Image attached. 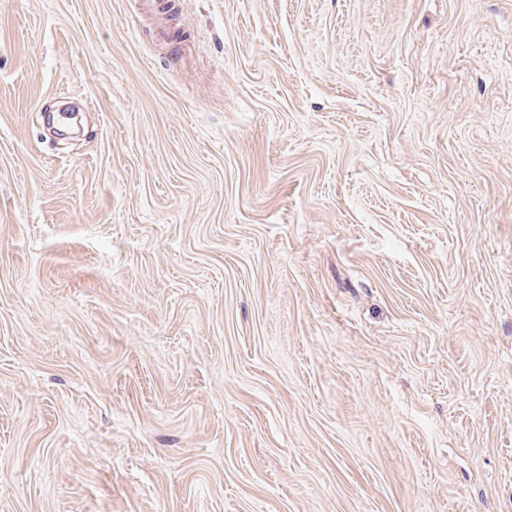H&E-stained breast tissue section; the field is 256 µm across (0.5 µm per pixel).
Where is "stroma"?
<instances>
[{
  "instance_id": "1",
  "label": "stroma",
  "mask_w": 512,
  "mask_h": 512,
  "mask_svg": "<svg viewBox=\"0 0 512 512\" xmlns=\"http://www.w3.org/2000/svg\"><path fill=\"white\" fill-rule=\"evenodd\" d=\"M0 0V512H512V0ZM141 10L145 15L153 17L156 23L157 32L160 36L167 33V12L165 9L166 0H138Z\"/></svg>"
}]
</instances>
